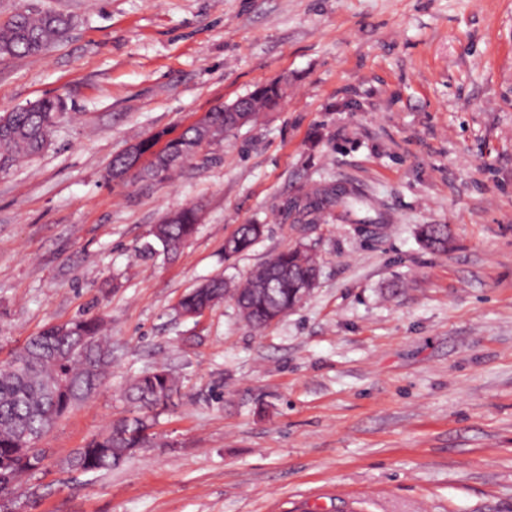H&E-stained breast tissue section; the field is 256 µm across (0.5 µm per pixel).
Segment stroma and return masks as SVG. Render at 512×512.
<instances>
[{
	"label": "stroma",
	"instance_id": "stroma-1",
	"mask_svg": "<svg viewBox=\"0 0 512 512\" xmlns=\"http://www.w3.org/2000/svg\"><path fill=\"white\" fill-rule=\"evenodd\" d=\"M72 15L0 62V114L59 96L45 151L0 175V363L102 316L112 367L39 438L15 512H512V0H39ZM280 82L278 106L161 183L105 178L160 130ZM349 191L309 216L313 187ZM195 205L179 254L151 227ZM264 225L225 258L241 224ZM422 224H447V252ZM305 244L318 284L265 328L179 300ZM164 367L180 382L121 467L62 460ZM422 245L434 252H447L452 240L451 229L447 224H425L418 231Z\"/></svg>",
	"mask_w": 512,
	"mask_h": 512
}]
</instances>
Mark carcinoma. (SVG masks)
I'll use <instances>...</instances> for the list:
<instances>
[{
  "label": "carcinoma",
  "mask_w": 512,
  "mask_h": 512,
  "mask_svg": "<svg viewBox=\"0 0 512 512\" xmlns=\"http://www.w3.org/2000/svg\"><path fill=\"white\" fill-rule=\"evenodd\" d=\"M73 25L71 16L28 8L0 23V60L38 55L61 41ZM281 88L272 82L245 96L257 112L275 106ZM67 112L61 98L44 99L0 115V172L6 173L24 158L40 154L49 144L57 124ZM232 127L224 126V105L214 106L175 137L158 131L133 142L138 154L148 156L138 166L125 153L112 160L111 168L133 178L161 183L185 164L197 159L203 147L218 143ZM345 203L334 188H316L305 195L301 210L315 214ZM198 210L186 206L166 214L151 230L154 241L171 256L179 253L196 231ZM264 234L262 224H241L224 242V258L251 248ZM422 245L434 252L448 251L452 240L446 224H425L418 231ZM319 262L305 245L281 251L255 268L244 281L230 284L215 277L184 295L178 312L191 314L210 309L230 293L243 320L264 328L298 306L305 289L316 286ZM100 317L54 324L30 337L11 359L0 364V497L17 489L19 475L41 470L45 450L29 444L49 432L54 424L94 393L112 364V350L99 341ZM179 392L178 379L159 368L135 379L128 398L136 411L112 423L103 434L75 449L63 461L69 471L96 473L125 463L145 447L152 428V414L167 407Z\"/></svg>",
  "instance_id": "cac0c4a2"
}]
</instances>
